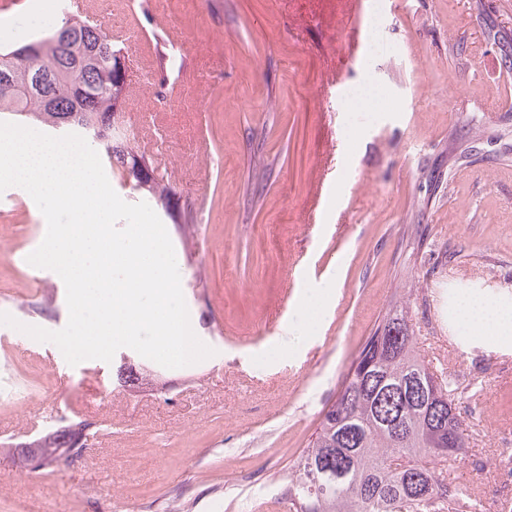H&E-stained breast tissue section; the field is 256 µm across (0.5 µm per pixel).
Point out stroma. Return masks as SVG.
<instances>
[{
	"label": "stroma",
	"mask_w": 512,
	"mask_h": 512,
	"mask_svg": "<svg viewBox=\"0 0 512 512\" xmlns=\"http://www.w3.org/2000/svg\"><path fill=\"white\" fill-rule=\"evenodd\" d=\"M50 2L0 17V44L60 25ZM127 21L123 129L175 190L160 219L215 354L135 391L116 380L132 349L73 367L0 325V512H278L321 409L407 289L422 357L478 407L453 475L481 512H512V491L488 494L512 429V341L448 321L452 294L512 306V0H127L108 23ZM326 83L377 85L394 106L348 110ZM46 228L25 190L0 193V312L56 331L65 285L25 264ZM329 281L319 327L283 346L307 289ZM84 420L97 438L78 456L12 461L15 444Z\"/></svg>",
	"instance_id": "35a3bbf8"
}]
</instances>
